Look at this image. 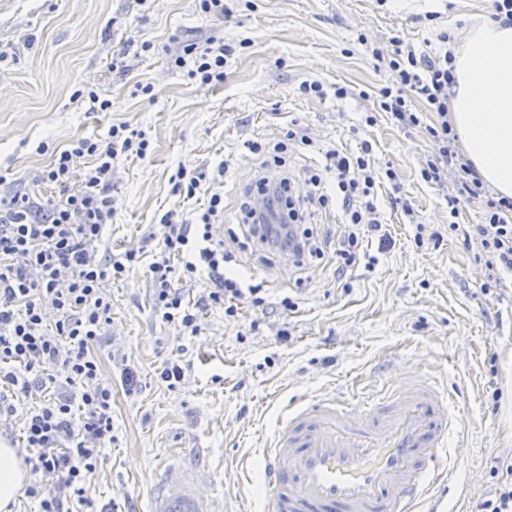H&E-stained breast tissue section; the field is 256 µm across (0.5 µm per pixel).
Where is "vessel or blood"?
I'll return each mask as SVG.
<instances>
[{
	"label": "vessel or blood",
	"instance_id": "b4317fda",
	"mask_svg": "<svg viewBox=\"0 0 512 512\" xmlns=\"http://www.w3.org/2000/svg\"><path fill=\"white\" fill-rule=\"evenodd\" d=\"M466 421L445 386L406 379L386 406L355 413L322 396L284 412L264 449L269 512H446L454 466L451 432ZM192 449L158 469L149 512H220L207 477L189 464Z\"/></svg>",
	"mask_w": 512,
	"mask_h": 512
}]
</instances>
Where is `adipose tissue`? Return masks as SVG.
Returning a JSON list of instances; mask_svg holds the SVG:
<instances>
[{"label":"adipose tissue","instance_id":"1","mask_svg":"<svg viewBox=\"0 0 512 512\" xmlns=\"http://www.w3.org/2000/svg\"><path fill=\"white\" fill-rule=\"evenodd\" d=\"M454 55L450 121L482 181L512 197V25L495 19L472 24ZM27 483L21 452L1 440L0 512Z\"/></svg>","mask_w":512,"mask_h":512}]
</instances>
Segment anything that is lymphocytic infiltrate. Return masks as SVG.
I'll list each match as a JSON object with an SVG mask.
<instances>
[{
    "label": "lymphocytic infiltrate",
    "mask_w": 512,
    "mask_h": 512,
    "mask_svg": "<svg viewBox=\"0 0 512 512\" xmlns=\"http://www.w3.org/2000/svg\"><path fill=\"white\" fill-rule=\"evenodd\" d=\"M437 39L439 49L428 52L392 37L391 51L376 46L370 50L375 70L384 75L375 91L356 92L338 85L331 92L340 100L354 95L371 100L372 108L363 118L366 126L388 114L401 127L425 129L437 149L422 165L421 178L437 186L455 179L458 192L446 198L448 230L476 243L488 271L481 290L494 296L504 286L502 272H512V198L487 196L472 163L457 150V136L448 121V97L455 83L454 54L447 48L452 37L443 30ZM253 45L249 37L229 44L211 35L183 42L169 52L168 62L186 71L189 79L208 85L223 80L230 56ZM427 113L434 117L429 125L423 120ZM148 149L143 131L123 122L114 124L106 138L77 139L31 174L34 186H53L55 196L43 199L9 188L0 192V416H13L18 402L34 393L49 394L24 419L25 443L39 451L33 470L41 475L26 493L39 498L40 512H82L89 504L87 478L102 449L112 443V391L99 379L100 363L92 348L106 337L112 323V298L105 282L132 272L144 252L105 254L101 243L113 217L114 162L124 155L145 158ZM371 151L366 141L356 154L327 149L323 165L305 172L309 190L303 195L290 178H281L273 189L265 177L255 178L239 207L242 236L263 242L272 238L250 205V195L258 193L277 208L283 222L281 238L297 267L321 257L308 222L316 210L335 203L344 216L345 230L336 251L342 266L359 260L361 228L378 233L380 246L388 247L390 240L381 232L377 188L387 183L395 189L399 183L392 168H374ZM83 157L90 158V166L77 168L76 159ZM173 192L180 204L160 219L164 236L149 271L155 306L163 319L195 336L201 332L203 311L220 308L233 317L241 303L260 306L264 299L260 286L228 275L234 256L213 241L212 225L224 213L223 193L206 174L183 169L174 177ZM199 194L206 195V207L195 218H186L183 203ZM474 199L483 204L484 220L461 229L460 203ZM202 271L211 287L196 302L186 303L183 289L173 287L172 279L192 281ZM49 308L56 313L51 323L45 318Z\"/></svg>",
    "instance_id": "1"
}]
</instances>
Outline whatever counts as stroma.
I'll use <instances>...</instances> for the list:
<instances>
[{
    "label": "stroma",
    "mask_w": 512,
    "mask_h": 512,
    "mask_svg": "<svg viewBox=\"0 0 512 512\" xmlns=\"http://www.w3.org/2000/svg\"><path fill=\"white\" fill-rule=\"evenodd\" d=\"M254 10L224 23L202 15L195 0H157L143 10L136 0H0V178L17 190L48 165L53 155L81 137L105 138L112 124L146 131V159L118 160L112 172L114 218L105 247L118 253L145 247L143 259L124 280L109 284L112 327L95 346L100 378L112 388V446L86 485L95 507L112 512H148L160 461L184 448L227 501V512H262V450L282 413L304 401L336 396L362 411L389 399L403 379L446 380L469 426L451 436L450 449L468 451V464L454 470L465 495L448 496L447 512H478L493 490L491 470L512 462V290L482 294L484 268L463 240L447 233V195L454 182L436 187L420 169L436 146L424 130L398 127L379 115L363 125L368 101L301 95L310 79L371 90L382 76L357 41L380 47L398 35L415 47L433 39L426 11H441L439 25L456 37L474 21L490 17L487 0H255ZM253 38L246 53L230 57L220 83L200 85L171 68L165 50L172 37ZM151 41L152 53L130 58L126 79L106 68L123 41ZM151 83L153 99L134 95L135 83ZM92 88L111 100L106 112L88 111L76 97ZM306 129L316 148L288 155L290 176L322 160L321 149L373 147L376 169L392 167L403 205L378 189V210L391 237L380 248L364 232L361 250L373 266L339 269L337 238L342 211L314 213L324 251L305 270L283 253L254 243L239 250L232 270L262 284L266 304H243L236 316L209 311L200 335L181 333L162 319L148 270L162 240L161 216L176 201L178 168L206 175L224 172V215L214 241H224L238 221L244 187L257 160L246 140L284 138L290 124ZM442 228L440 245L416 246V225ZM294 297L295 310L280 307ZM289 330L281 340L279 330ZM179 359L185 378L169 389L159 378L165 362ZM137 376L125 391L124 368Z\"/></svg>",
    "instance_id": "35a3bbf8"
}]
</instances>
